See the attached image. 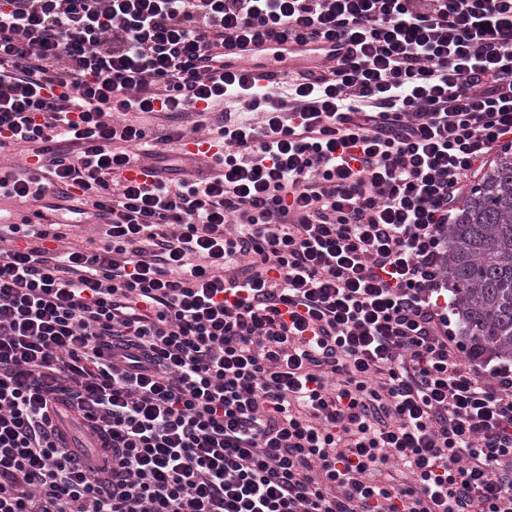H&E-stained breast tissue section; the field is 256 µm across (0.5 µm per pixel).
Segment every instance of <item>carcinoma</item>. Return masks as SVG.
I'll return each instance as SVG.
<instances>
[{"instance_id":"cac0c4a2","label":"carcinoma","mask_w":512,"mask_h":512,"mask_svg":"<svg viewBox=\"0 0 512 512\" xmlns=\"http://www.w3.org/2000/svg\"><path fill=\"white\" fill-rule=\"evenodd\" d=\"M444 240L470 355L512 360V153L501 154L464 197Z\"/></svg>"}]
</instances>
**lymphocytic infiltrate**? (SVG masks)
<instances>
[{
  "mask_svg": "<svg viewBox=\"0 0 512 512\" xmlns=\"http://www.w3.org/2000/svg\"><path fill=\"white\" fill-rule=\"evenodd\" d=\"M270 39L348 51L284 98L213 66ZM216 111L222 171L122 178L146 132L113 113ZM20 144L41 168L1 193L111 222L90 250L7 227L0 512H512V367L455 362L433 299L464 186L512 147V0H0Z\"/></svg>",
  "mask_w": 512,
  "mask_h": 512,
  "instance_id": "lymphocytic-infiltrate-1",
  "label": "lymphocytic infiltrate"
}]
</instances>
